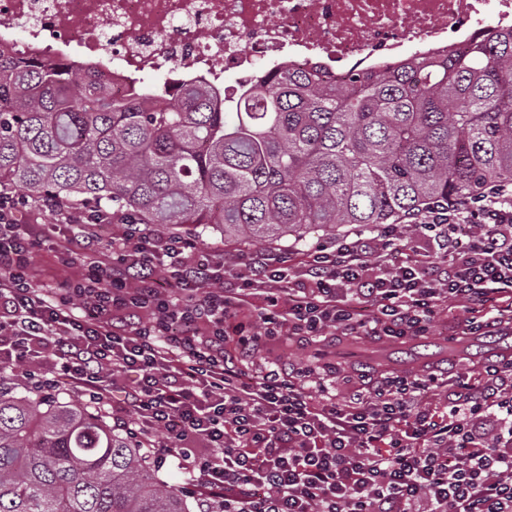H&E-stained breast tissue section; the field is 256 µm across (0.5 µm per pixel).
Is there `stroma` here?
Masks as SVG:
<instances>
[{
	"label": "stroma",
	"mask_w": 512,
	"mask_h": 512,
	"mask_svg": "<svg viewBox=\"0 0 512 512\" xmlns=\"http://www.w3.org/2000/svg\"><path fill=\"white\" fill-rule=\"evenodd\" d=\"M29 223L40 225L45 236L42 247L33 254V267L43 274L48 285H56L62 281H75L87 274L90 267L89 259L80 257L70 262H63L61 255L64 246L72 235L71 227L60 217L40 210L30 212ZM172 235L196 242L198 245L214 251L227 273L243 274L247 271V263L251 253L264 252L271 255H285L291 259L292 274H302L303 255L306 250L317 245L334 246V235L316 231L305 241L293 243L282 240L274 244L260 242H227L219 232L202 230L191 225L173 227ZM448 327L443 320H436L429 336L410 340L402 346L393 345L388 339L355 338L341 336L330 338L324 343H317L311 337L291 343L288 346L278 344L276 338H268L262 354L272 360L285 363L288 367H296L307 362L317 347H324L332 353L337 361L333 384L338 395H346L364 384H377L379 377L375 371L377 364H394L395 368L404 372L420 373L430 371L444 376L446 394H454L458 383L464 376L472 375L475 361L486 360L498 353V346L487 343L486 339L476 340L477 351L475 360L449 361L446 349Z\"/></svg>",
	"instance_id": "obj_1"
}]
</instances>
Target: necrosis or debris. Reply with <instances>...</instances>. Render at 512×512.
Wrapping results in <instances>:
<instances>
[{
	"label": "necrosis or debris",
	"mask_w": 512,
	"mask_h": 512,
	"mask_svg": "<svg viewBox=\"0 0 512 512\" xmlns=\"http://www.w3.org/2000/svg\"><path fill=\"white\" fill-rule=\"evenodd\" d=\"M512 24V0H0V47L77 64L102 59L113 97L151 95L166 69L248 85L257 67H357L458 48Z\"/></svg>",
	"instance_id": "obj_1"
}]
</instances>
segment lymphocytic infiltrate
I'll return each instance as SVG.
<instances>
[{
    "label": "lymphocytic infiltrate",
    "mask_w": 512,
    "mask_h": 512,
    "mask_svg": "<svg viewBox=\"0 0 512 512\" xmlns=\"http://www.w3.org/2000/svg\"><path fill=\"white\" fill-rule=\"evenodd\" d=\"M31 208L0 194V363L34 391L109 406L155 465L187 463L201 512H512V383L497 365L482 364L453 399L432 373L341 399L330 366L243 365L267 335L422 337L447 301L466 311L452 339L512 337L511 188L416 215L433 253L388 224L307 250L302 280L287 258L256 254L233 288L214 252L129 217L87 281L44 287L30 265L38 231L17 221ZM375 252L403 258L373 269ZM267 282L282 297L262 295ZM148 305V324L122 316ZM46 353L55 364L36 368Z\"/></svg>",
    "instance_id": "1"
}]
</instances>
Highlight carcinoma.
Instances as JSON below:
<instances>
[{"instance_id":"obj_1","label":"carcinoma","mask_w":512,"mask_h":512,"mask_svg":"<svg viewBox=\"0 0 512 512\" xmlns=\"http://www.w3.org/2000/svg\"><path fill=\"white\" fill-rule=\"evenodd\" d=\"M512 183V27L353 71L257 74L116 99L92 67L0 48V190L80 199L224 240L376 228ZM143 445L78 399L16 390L0 367V512H194Z\"/></svg>"}]
</instances>
